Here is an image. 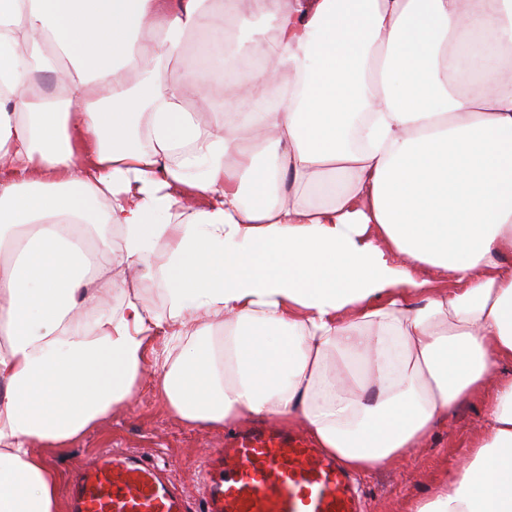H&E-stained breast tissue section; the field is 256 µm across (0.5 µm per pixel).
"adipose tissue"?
<instances>
[{"label": "adipose tissue", "instance_id": "obj_1", "mask_svg": "<svg viewBox=\"0 0 512 512\" xmlns=\"http://www.w3.org/2000/svg\"><path fill=\"white\" fill-rule=\"evenodd\" d=\"M205 2L0 0V512H62L49 452L149 375L360 474L483 397L409 512H512V0ZM220 38L211 31H198L189 36V50L167 63V84L172 87L179 84L195 68V50L203 43H211ZM162 288L163 286L157 278H148L138 285L137 291L156 311H163L165 307V295Z\"/></svg>", "mask_w": 512, "mask_h": 512}]
</instances>
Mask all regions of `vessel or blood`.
Returning <instances> with one entry per match:
<instances>
[{
  "mask_svg": "<svg viewBox=\"0 0 512 512\" xmlns=\"http://www.w3.org/2000/svg\"><path fill=\"white\" fill-rule=\"evenodd\" d=\"M70 512H361L342 467L295 433L253 426L206 462L201 499L184 497L134 452L108 450L67 489Z\"/></svg>",
  "mask_w": 512,
  "mask_h": 512,
  "instance_id": "1",
  "label": "vessel or blood"
}]
</instances>
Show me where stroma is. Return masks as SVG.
Here are the masks:
<instances>
[{"label":"stroma","instance_id":"stroma-1","mask_svg":"<svg viewBox=\"0 0 512 512\" xmlns=\"http://www.w3.org/2000/svg\"><path fill=\"white\" fill-rule=\"evenodd\" d=\"M481 413L480 399L461 403L447 423L435 429L422 448L412 451L397 467H383L357 481L366 512H400L402 505L429 496L437 476L456 471L468 455V440ZM224 445L220 431L200 432L170 414L151 380H144L127 408L103 418L70 446L49 456L51 465L66 476L112 448L145 454L189 497H196L209 454Z\"/></svg>","mask_w":512,"mask_h":512}]
</instances>
